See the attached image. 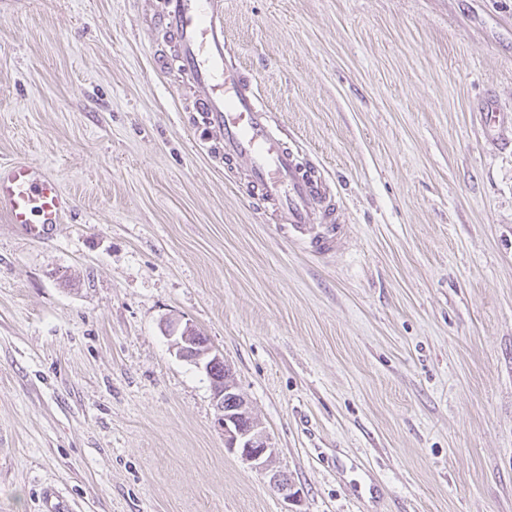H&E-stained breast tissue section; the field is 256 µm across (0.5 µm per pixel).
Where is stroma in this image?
Masks as SVG:
<instances>
[{"label":"stroma","instance_id":"stroma-1","mask_svg":"<svg viewBox=\"0 0 512 512\" xmlns=\"http://www.w3.org/2000/svg\"><path fill=\"white\" fill-rule=\"evenodd\" d=\"M159 2L0 0V158L74 199L41 239L0 219V512H512V0H224L232 62L338 191L318 258L199 145ZM191 328L186 326L179 336H175L174 346L180 356L203 363L207 373L221 358L212 354V349L205 342L199 343L194 336H189ZM193 340V341H192ZM212 378H224L221 383H214V399L219 411L218 427L224 431L225 449L238 455L253 467L264 469L275 454L269 437L261 429L259 422L252 415L247 402L239 395L237 387L229 381L230 370L223 364L212 367Z\"/></svg>","mask_w":512,"mask_h":512}]
</instances>
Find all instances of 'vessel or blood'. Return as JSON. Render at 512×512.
Wrapping results in <instances>:
<instances>
[{
  "label": "vessel or blood",
  "instance_id": "obj_1",
  "mask_svg": "<svg viewBox=\"0 0 512 512\" xmlns=\"http://www.w3.org/2000/svg\"><path fill=\"white\" fill-rule=\"evenodd\" d=\"M151 22L171 40L175 53L159 56L161 69L177 68L192 91V109L203 132L216 133L225 162H246L252 192L280 230L312 255L338 248L340 224L327 178L298 147L285 142L255 83L229 59L224 38V0H164ZM73 205L44 166L0 161V214L7 223L42 237Z\"/></svg>",
  "mask_w": 512,
  "mask_h": 512
}]
</instances>
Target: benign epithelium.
<instances>
[{
  "label": "benign epithelium",
  "instance_id": "benign-epithelium-1",
  "mask_svg": "<svg viewBox=\"0 0 512 512\" xmlns=\"http://www.w3.org/2000/svg\"><path fill=\"white\" fill-rule=\"evenodd\" d=\"M171 332L176 334L174 346L180 356L204 365L207 371L221 361L218 355L212 354L211 348L190 336V327L181 329L173 325ZM229 377L230 370L226 368L224 380L214 384V399L219 411L217 425L224 431L225 449L253 467L263 469L270 463L275 450Z\"/></svg>",
  "mask_w": 512,
  "mask_h": 512
}]
</instances>
